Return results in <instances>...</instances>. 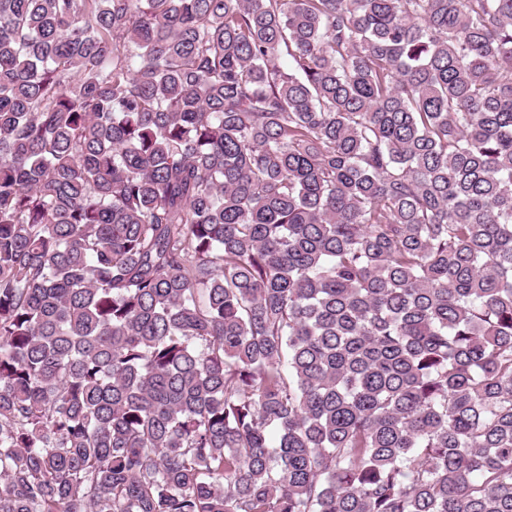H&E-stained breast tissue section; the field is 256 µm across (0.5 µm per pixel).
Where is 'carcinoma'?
<instances>
[{
  "mask_svg": "<svg viewBox=\"0 0 512 512\" xmlns=\"http://www.w3.org/2000/svg\"><path fill=\"white\" fill-rule=\"evenodd\" d=\"M0 512H512V0H0Z\"/></svg>",
  "mask_w": 512,
  "mask_h": 512,
  "instance_id": "1",
  "label": "carcinoma"
}]
</instances>
